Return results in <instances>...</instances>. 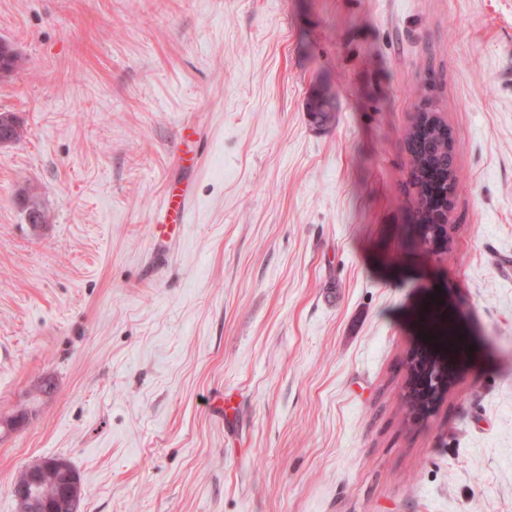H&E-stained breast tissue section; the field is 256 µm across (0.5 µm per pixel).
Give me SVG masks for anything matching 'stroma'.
Instances as JSON below:
<instances>
[{"label":"stroma","mask_w":512,"mask_h":512,"mask_svg":"<svg viewBox=\"0 0 512 512\" xmlns=\"http://www.w3.org/2000/svg\"><path fill=\"white\" fill-rule=\"evenodd\" d=\"M1 38L0 512L55 456L79 512H512V0H0ZM421 108L461 182L434 255ZM431 304L469 351L414 425ZM190 195L181 189H172L167 193L160 212H163V221L156 224V237H164L168 235V231L174 228V222H187L189 213ZM167 220L172 223L165 224ZM432 223H421L419 224L422 228V242L426 249L434 254L444 249L448 243V225L440 224L432 225Z\"/></svg>","instance_id":"stroma-1"}]
</instances>
